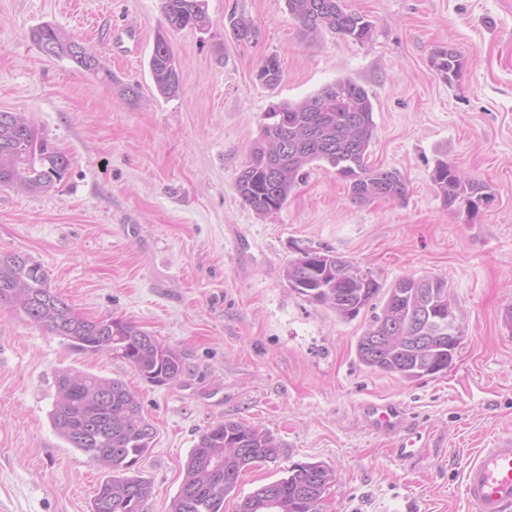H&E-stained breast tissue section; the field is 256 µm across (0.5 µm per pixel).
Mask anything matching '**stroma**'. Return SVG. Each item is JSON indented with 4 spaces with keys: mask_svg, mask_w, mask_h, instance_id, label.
I'll return each mask as SVG.
<instances>
[{
    "mask_svg": "<svg viewBox=\"0 0 512 512\" xmlns=\"http://www.w3.org/2000/svg\"><path fill=\"white\" fill-rule=\"evenodd\" d=\"M369 40L303 36L286 0H204L203 29L167 30L162 0H0V111L24 113L71 166L46 192L0 186V251L41 264L80 316L135 322L178 350L185 372L144 382L124 361L73 351L0 306V512H90L106 472L67 446L48 413L63 368L124 381L156 431L139 473L144 512H170L199 435L219 422L269 433L275 460L243 471L224 512L293 463L336 474L322 512H470L469 453L512 432V0H345ZM258 34L236 40L231 14ZM137 23V48L108 27ZM54 25L97 54L104 83L30 37ZM166 31L181 88L162 96L148 60ZM460 56L444 80L436 48ZM277 56L282 80L256 77ZM374 104L369 162L398 170L405 200L353 202L328 165L312 166L277 212L244 203L237 177L270 108L337 78ZM135 86L136 97L123 96ZM486 183L475 212L448 210L430 174L439 152ZM330 250L384 286L448 284L463 337L447 370L406 381L361 365L369 314L344 321L305 302L283 269ZM394 402L417 438L401 460L365 412Z\"/></svg>",
    "mask_w": 512,
    "mask_h": 512,
    "instance_id": "obj_1",
    "label": "stroma"
}]
</instances>
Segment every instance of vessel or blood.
Wrapping results in <instances>:
<instances>
[{"label":"vessel or blood","mask_w":512,"mask_h":512,"mask_svg":"<svg viewBox=\"0 0 512 512\" xmlns=\"http://www.w3.org/2000/svg\"><path fill=\"white\" fill-rule=\"evenodd\" d=\"M368 413L385 434L399 431L404 424L403 409L392 402L371 405ZM464 495L472 512H512V433L497 435L489 446L468 457Z\"/></svg>","instance_id":"b4317fda"}]
</instances>
